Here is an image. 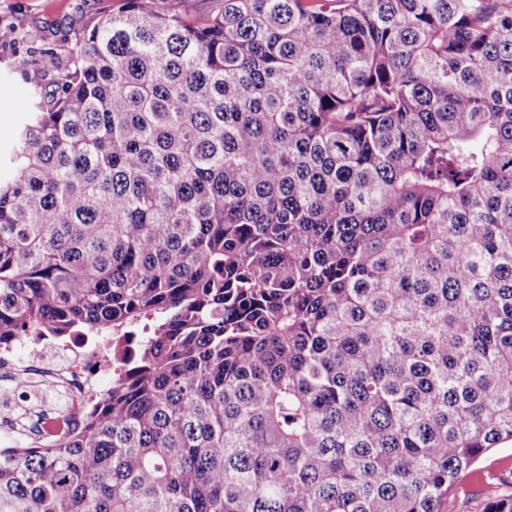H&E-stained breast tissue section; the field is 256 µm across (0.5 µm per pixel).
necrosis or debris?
<instances>
[{
	"mask_svg": "<svg viewBox=\"0 0 512 512\" xmlns=\"http://www.w3.org/2000/svg\"><path fill=\"white\" fill-rule=\"evenodd\" d=\"M1 402L9 411L45 408L34 431L0 428V446L49 448L79 430L88 411L101 399L99 384L111 374L112 363L102 353L101 341L50 342L35 336L15 337L0 350Z\"/></svg>",
	"mask_w": 512,
	"mask_h": 512,
	"instance_id": "necrosis-or-debris-1",
	"label": "necrosis or debris"
}]
</instances>
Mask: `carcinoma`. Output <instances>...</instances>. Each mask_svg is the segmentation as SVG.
<instances>
[{"label":"carcinoma","mask_w":512,"mask_h":512,"mask_svg":"<svg viewBox=\"0 0 512 512\" xmlns=\"http://www.w3.org/2000/svg\"><path fill=\"white\" fill-rule=\"evenodd\" d=\"M0 180V345L128 333L0 512H442L512 441V0H125ZM216 2L213 0H158L159 10H178L188 15H204L209 13Z\"/></svg>","instance_id":"cac0c4a2"}]
</instances>
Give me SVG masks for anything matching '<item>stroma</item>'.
<instances>
[{
    "instance_id": "1",
    "label": "stroma",
    "mask_w": 512,
    "mask_h": 512,
    "mask_svg": "<svg viewBox=\"0 0 512 512\" xmlns=\"http://www.w3.org/2000/svg\"><path fill=\"white\" fill-rule=\"evenodd\" d=\"M121 0H0V27L29 31L33 42L0 45V153L8 151L11 129L26 119L18 100L41 90L45 101L56 95L53 76L41 66L43 49L66 54L100 15L117 10ZM512 492V444L484 452L461 477L442 504V512H485L488 486Z\"/></svg>"
}]
</instances>
